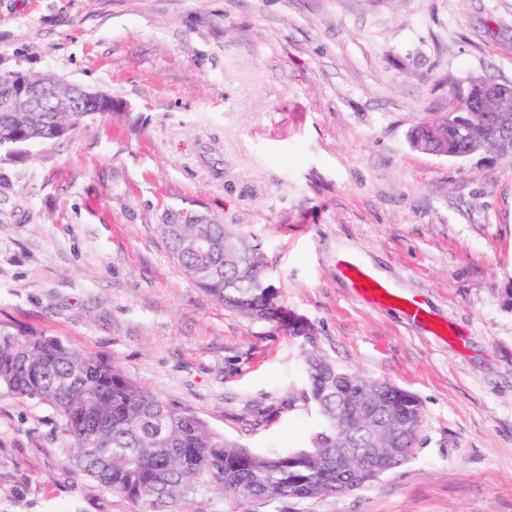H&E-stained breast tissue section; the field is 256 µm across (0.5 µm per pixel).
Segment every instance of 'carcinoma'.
Returning <instances> with one entry per match:
<instances>
[{"instance_id":"carcinoma-1","label":"carcinoma","mask_w":512,"mask_h":512,"mask_svg":"<svg viewBox=\"0 0 512 512\" xmlns=\"http://www.w3.org/2000/svg\"><path fill=\"white\" fill-rule=\"evenodd\" d=\"M95 118L90 112H1L0 153L20 152L33 140L69 136ZM220 223L160 225L170 253L184 274L224 307L273 320L265 280L267 258L240 238L253 264H224ZM305 398L322 424L305 448L256 453L213 430L188 409L172 406L130 379L114 361L85 355L32 328H0V390L51 407L70 443L68 467L103 493L130 500L139 512H184L207 494L241 499H315L336 494L345 480L346 447L378 446L365 431H346L353 415L341 406L353 398L345 371L314 349L304 351ZM422 422L419 401L396 387L384 424Z\"/></svg>"}]
</instances>
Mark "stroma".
<instances>
[{"mask_svg":"<svg viewBox=\"0 0 512 512\" xmlns=\"http://www.w3.org/2000/svg\"><path fill=\"white\" fill-rule=\"evenodd\" d=\"M0 66L129 116L0 156V326L112 358L252 451L306 446L304 338L224 309L158 229L213 215L317 350L421 403L414 456L356 490L189 512H512V163L409 140L471 78L512 82V0H0ZM350 261L428 319L363 300ZM67 446L0 392V512H135Z\"/></svg>","mask_w":512,"mask_h":512,"instance_id":"obj_1","label":"stroma"}]
</instances>
